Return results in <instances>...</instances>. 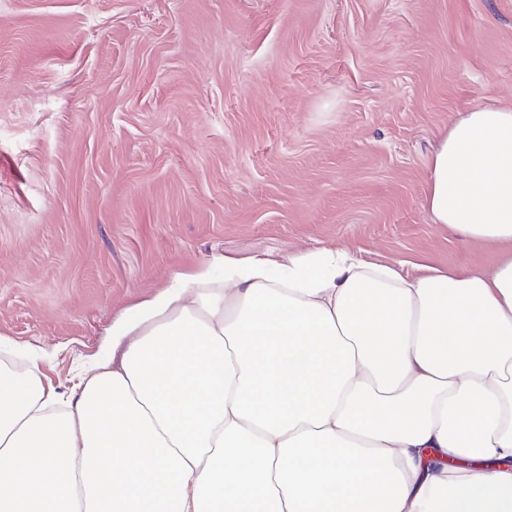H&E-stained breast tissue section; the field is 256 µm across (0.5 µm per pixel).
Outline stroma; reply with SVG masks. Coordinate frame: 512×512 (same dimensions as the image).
I'll use <instances>...</instances> for the list:
<instances>
[{
    "mask_svg": "<svg viewBox=\"0 0 512 512\" xmlns=\"http://www.w3.org/2000/svg\"><path fill=\"white\" fill-rule=\"evenodd\" d=\"M512 106V0H0V337L69 395L214 254L493 267L432 223L449 120Z\"/></svg>",
    "mask_w": 512,
    "mask_h": 512,
    "instance_id": "obj_1",
    "label": "stroma"
}]
</instances>
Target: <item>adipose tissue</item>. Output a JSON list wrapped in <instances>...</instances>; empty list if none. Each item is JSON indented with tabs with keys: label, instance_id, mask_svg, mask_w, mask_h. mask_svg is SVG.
Segmentation results:
<instances>
[{
	"label": "adipose tissue",
	"instance_id": "adipose-tissue-1",
	"mask_svg": "<svg viewBox=\"0 0 512 512\" xmlns=\"http://www.w3.org/2000/svg\"><path fill=\"white\" fill-rule=\"evenodd\" d=\"M425 200L512 247V107L449 123ZM110 348L65 399L39 349L0 346V512H512V255L218 254Z\"/></svg>",
	"mask_w": 512,
	"mask_h": 512
}]
</instances>
